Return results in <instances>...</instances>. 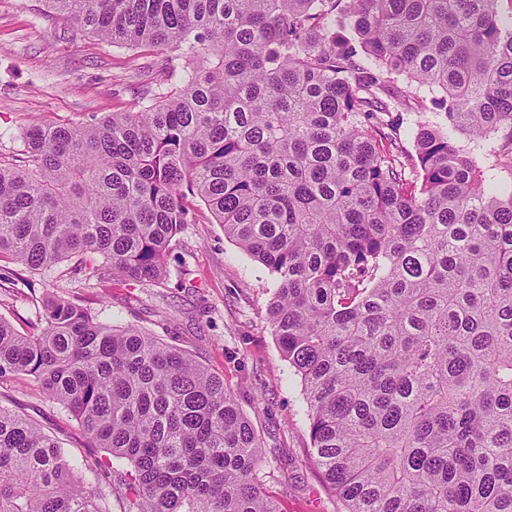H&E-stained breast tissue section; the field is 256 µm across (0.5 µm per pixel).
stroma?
<instances>
[{
	"label": "stroma",
	"mask_w": 512,
	"mask_h": 512,
	"mask_svg": "<svg viewBox=\"0 0 512 512\" xmlns=\"http://www.w3.org/2000/svg\"><path fill=\"white\" fill-rule=\"evenodd\" d=\"M166 53L115 47L94 34L72 38L45 0H0V159L23 150L29 128L79 125L134 108L163 79ZM72 262L33 272L0 259V318L18 333L42 325L41 297L53 292L108 321L134 324L192 355L224 378L262 442L258 479L280 512H342L311 460L301 381L267 323L276 284L268 270L224 236L208 210L177 234L162 283L103 271L91 280ZM0 405L34 419L74 455L95 453L62 406L24 375L0 378Z\"/></svg>",
	"instance_id": "obj_1"
}]
</instances>
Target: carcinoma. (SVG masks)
<instances>
[{"instance_id": "cac0c4a2", "label": "carcinoma", "mask_w": 512, "mask_h": 512, "mask_svg": "<svg viewBox=\"0 0 512 512\" xmlns=\"http://www.w3.org/2000/svg\"><path fill=\"white\" fill-rule=\"evenodd\" d=\"M47 3L75 37L177 55L134 110L23 133L0 257L158 280L197 198L276 279L268 323L344 512H512V190L457 145L512 149L495 0ZM423 87L444 120L405 126ZM20 373L133 472L91 484L112 465L0 407V512H276L250 420L185 351L49 297L36 335L0 318V378Z\"/></svg>"}]
</instances>
